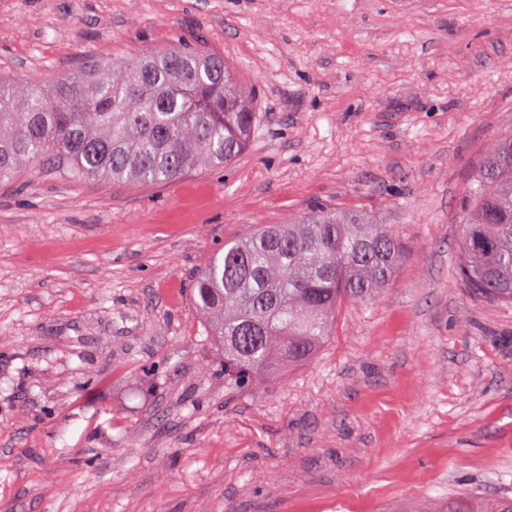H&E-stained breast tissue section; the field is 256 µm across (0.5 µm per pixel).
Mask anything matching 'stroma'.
<instances>
[{"label":"stroma","instance_id":"obj_1","mask_svg":"<svg viewBox=\"0 0 512 512\" xmlns=\"http://www.w3.org/2000/svg\"><path fill=\"white\" fill-rule=\"evenodd\" d=\"M179 44L257 119L173 181H0V512H446L512 498V303L458 278L473 169L512 134V0H0V75ZM316 206L389 226L385 290L315 356L225 378L192 280Z\"/></svg>","mask_w":512,"mask_h":512}]
</instances>
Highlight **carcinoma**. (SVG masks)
I'll return each mask as SVG.
<instances>
[{
	"instance_id": "obj_1",
	"label": "carcinoma",
	"mask_w": 512,
	"mask_h": 512,
	"mask_svg": "<svg viewBox=\"0 0 512 512\" xmlns=\"http://www.w3.org/2000/svg\"><path fill=\"white\" fill-rule=\"evenodd\" d=\"M255 120L224 57L184 47L91 59L45 82L0 78V181L25 168L74 182L162 183L233 163ZM460 224L461 281L475 296L512 303V135L474 171ZM398 260L386 225L330 209L224 246L194 282L224 375L256 384L308 361L336 308L376 296ZM459 506L483 512L467 493L448 512Z\"/></svg>"
}]
</instances>
